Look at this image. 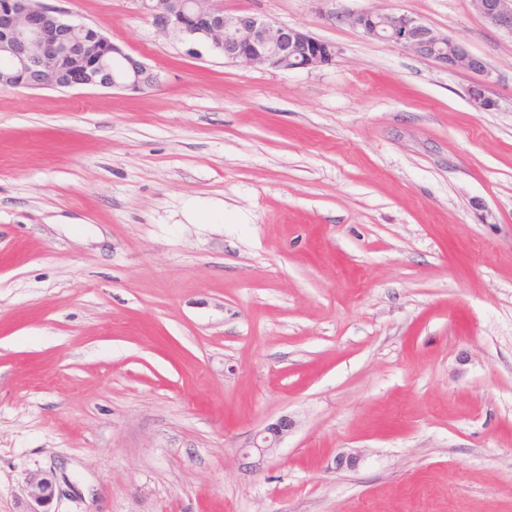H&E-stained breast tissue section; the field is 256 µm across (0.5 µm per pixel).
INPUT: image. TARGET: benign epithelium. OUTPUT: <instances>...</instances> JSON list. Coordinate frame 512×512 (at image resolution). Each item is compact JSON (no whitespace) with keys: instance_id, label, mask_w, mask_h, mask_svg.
<instances>
[{"instance_id":"1","label":"benign epithelium","mask_w":512,"mask_h":512,"mask_svg":"<svg viewBox=\"0 0 512 512\" xmlns=\"http://www.w3.org/2000/svg\"><path fill=\"white\" fill-rule=\"evenodd\" d=\"M153 24L164 32L205 40L230 62L259 63L280 70L316 68L336 56L331 43L310 33L242 13L228 15L207 0H139ZM491 25L512 35V0H473ZM364 35L400 45L433 59L449 71L460 67L487 75L484 61L416 18L399 12L363 11L350 16ZM0 86L65 90L125 88L141 90L157 76L140 60L124 52L99 29L76 25L65 12L42 0H0ZM292 421L283 416L253 438L251 451L262 459L276 447ZM28 512H49L55 485L47 475L28 478Z\"/></svg>"}]
</instances>
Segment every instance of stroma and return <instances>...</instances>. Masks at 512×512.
<instances>
[{
  "mask_svg": "<svg viewBox=\"0 0 512 512\" xmlns=\"http://www.w3.org/2000/svg\"><path fill=\"white\" fill-rule=\"evenodd\" d=\"M45 2L158 80L0 87V512L44 473L51 512H512V35L472 0H224L336 48L282 71ZM349 19L364 35L400 45L420 57L437 61L449 71L462 67L480 76L487 75L482 59L408 14L363 11ZM292 425L293 423L288 419V416L279 418L275 423L269 424L264 430L256 434L249 447L258 456L259 460L263 459L266 453L271 448L276 447L283 437L288 434Z\"/></svg>",
  "mask_w": 512,
  "mask_h": 512,
  "instance_id": "1",
  "label": "stroma"
}]
</instances>
